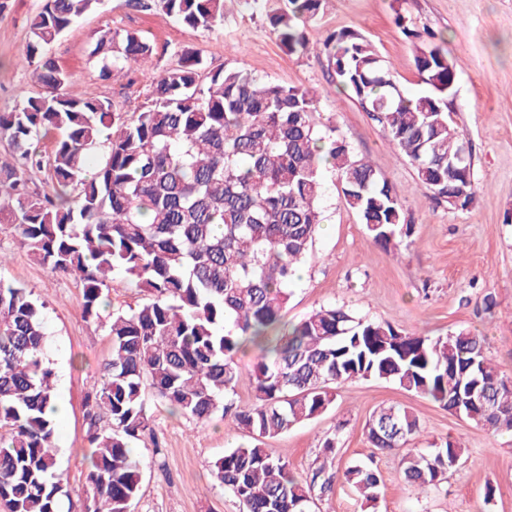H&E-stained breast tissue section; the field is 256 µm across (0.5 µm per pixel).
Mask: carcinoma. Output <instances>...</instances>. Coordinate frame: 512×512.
<instances>
[{"instance_id": "carcinoma-1", "label": "carcinoma", "mask_w": 512, "mask_h": 512, "mask_svg": "<svg viewBox=\"0 0 512 512\" xmlns=\"http://www.w3.org/2000/svg\"><path fill=\"white\" fill-rule=\"evenodd\" d=\"M103 0H44L30 22L23 60L36 64L41 92L0 113V223L51 272L82 287L83 314L100 319L107 281L117 274L152 296L105 323L112 348L88 400L91 446L87 512H131L142 465L131 445L152 433L149 398L206 423L231 417L253 442L227 450L212 476L245 512H315L331 488L326 465L306 481L264 440L310 421L356 379L391 382L493 433H512V380L488 355L485 339L461 329L447 336L405 332L323 307L289 327L281 312L322 221L324 175L333 171L345 203L373 242L396 249L409 236L403 207L370 161L323 131L316 99L273 84L240 66L207 69L199 53L180 52L176 66L153 78L142 110L126 117L110 101L68 89L70 77L47 48ZM322 0H287L269 16L287 53L310 50L305 23ZM160 9L181 25L209 31L224 20V0H125ZM415 66L431 88L408 96L364 36L329 35L324 48L337 84L353 95L388 144L403 153L436 199L475 198L472 154L452 125L446 97L453 63L428 34ZM153 46L114 28L92 43L90 61L105 80L145 69ZM45 157L35 144L48 135ZM102 162L89 171L94 151ZM48 169L52 191L29 189L26 173ZM43 305L25 288L0 280V501L8 512H58L64 495L52 453L56 420L52 370L43 355ZM258 350L248 370L254 401L233 399L243 374L237 355ZM343 426L325 439L324 457L341 449ZM419 431L400 405L376 408L366 423L372 453L344 479L368 504L377 501L378 454L403 451L405 481L436 486L467 455L446 440L427 452L407 447Z\"/></svg>"}]
</instances>
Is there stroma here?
Returning a JSON list of instances; mask_svg holds the SVG:
<instances>
[{
  "mask_svg": "<svg viewBox=\"0 0 512 512\" xmlns=\"http://www.w3.org/2000/svg\"><path fill=\"white\" fill-rule=\"evenodd\" d=\"M42 5L43 0H0V113L19 108L25 95L38 89L31 66L20 58L30 20ZM285 6L286 0H259L250 9L243 0H224L223 22L200 32L162 11L104 0L48 52L70 75L71 91L110 100L125 112L144 103L150 76L174 65L184 49L198 52L208 67L242 66L313 93L317 124L335 127L338 138L371 161L401 202L411 235L395 250L375 244L346 206L335 175L326 173L324 222L291 288L283 323L299 322L323 306H342L401 331L445 336L475 330L501 374L512 376V0H322L304 28L310 53L293 55L279 47L268 20ZM107 28L135 33L153 45L149 74L100 78L88 54L97 33ZM427 29L443 36L457 70L448 111L469 142L478 186L474 202L464 209L433 199L409 160L387 144L380 126L355 98L337 89L323 52L329 34L358 31L391 67L405 94L420 95L426 86L414 63L416 35ZM0 252L6 255L0 279L27 288L44 305V355L65 407L53 448L66 490L60 509L85 512L86 398L102 375L111 338L103 324L84 319L80 286L36 263L6 224H0ZM391 404L407 406L417 416L416 450L449 438L468 448L467 459L438 486L408 485L398 454L372 455L366 421L375 407ZM148 413L157 441L135 444L143 479L132 512H244L236 495L212 476L213 462L244 443L242 430L228 418L202 424L172 414L156 401ZM337 431L342 450L324 459L321 444ZM266 446L300 476L322 464L334 474L332 491L318 503L320 512H512V434L489 433L390 382L338 385L330 409L267 439ZM369 455L381 478L380 496L372 504L358 498L343 477L351 462Z\"/></svg>",
  "mask_w": 512,
  "mask_h": 512,
  "instance_id": "obj_1",
  "label": "stroma"
}]
</instances>
